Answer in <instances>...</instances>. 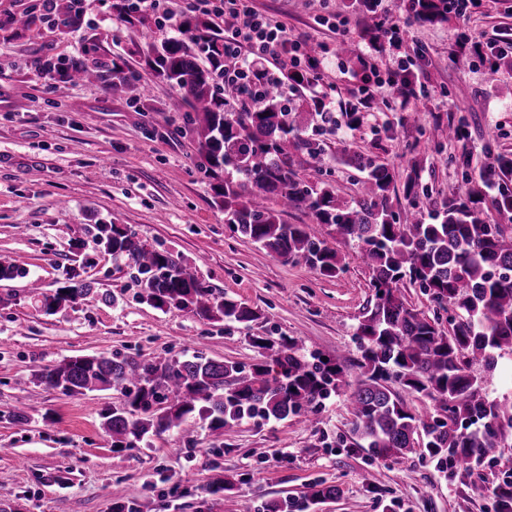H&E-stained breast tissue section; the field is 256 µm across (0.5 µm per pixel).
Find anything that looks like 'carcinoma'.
<instances>
[{
  "label": "carcinoma",
  "mask_w": 512,
  "mask_h": 512,
  "mask_svg": "<svg viewBox=\"0 0 512 512\" xmlns=\"http://www.w3.org/2000/svg\"><path fill=\"white\" fill-rule=\"evenodd\" d=\"M409 2L427 24L448 20V0ZM395 8L396 2L381 11L378 0H357L360 38L381 45ZM116 12L132 27L146 25L131 0H118ZM84 16V0H46L39 8L0 18V31L15 39L41 27L66 33L79 28ZM234 24L231 14L184 15L175 23L178 35L137 50L145 69L179 91L184 123L196 135L201 169L213 180L224 223L283 262H302L326 278L345 270L327 236L353 244L372 272L374 289V303L355 333L360 377L347 396L358 447L374 458L397 460L422 448L451 478L479 468L497 449L512 446V400H490L482 392L486 375L512 354V234L491 223L481 208L486 190L497 184L491 204L512 219V190L500 184L512 175V154H497L481 171L466 174L464 186L430 221L416 217L402 224L389 202L395 171L344 146L339 161L363 174L357 197L345 201L331 183L300 177L301 171H319L326 163L324 149L305 138L318 115L316 101L303 110L270 89L260 103L245 107L244 88L224 83V69L235 66V58L224 56V29ZM477 53L474 42L459 46L452 62L464 69ZM40 69L53 77L61 94L93 82L121 94L139 81L137 72L101 55L46 58ZM429 137L437 143L456 140L457 127L437 123ZM404 193L415 207L427 189L410 178ZM290 209L307 213L312 223H288L284 215ZM96 230L97 245L137 270L138 298L148 305L246 325L261 318L259 309L203 287L195 268L170 252L139 245L126 225L98 224ZM24 276L19 265L0 255V280ZM407 282L452 311L450 331L407 304L402 292ZM90 292L71 281L43 295L42 308L51 314ZM255 343L273 355L248 369L198 355L163 362L71 356L45 369L41 382L67 394L120 389L121 406L104 416L115 448H131L195 416L209 421L214 431L254 415L317 425L321 402L345 383L344 368L318 357L308 360L293 337H258ZM392 379L431 407L421 414L408 409L388 385ZM337 493L334 485L312 482L300 496H285L266 512H305ZM494 495L497 512H512V480L498 484Z\"/></svg>",
  "instance_id": "1"
}]
</instances>
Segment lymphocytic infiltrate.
Returning a JSON list of instances; mask_svg holds the SVG:
<instances>
[{
  "instance_id": "obj_1",
  "label": "lymphocytic infiltrate",
  "mask_w": 512,
  "mask_h": 512,
  "mask_svg": "<svg viewBox=\"0 0 512 512\" xmlns=\"http://www.w3.org/2000/svg\"><path fill=\"white\" fill-rule=\"evenodd\" d=\"M185 8L236 17V26L224 33V53L237 61L234 69L225 72V81L248 84L249 98L254 101L264 96L268 84L279 83L281 73H288L296 78L289 91L300 86L309 89L320 104L322 123H329L336 85L325 81L319 60L309 52L308 36L288 34L282 25L257 10L252 0H185ZM257 61L269 65L267 83L255 82L252 77Z\"/></svg>"
}]
</instances>
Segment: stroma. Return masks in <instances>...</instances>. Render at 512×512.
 <instances>
[{
    "mask_svg": "<svg viewBox=\"0 0 512 512\" xmlns=\"http://www.w3.org/2000/svg\"><path fill=\"white\" fill-rule=\"evenodd\" d=\"M253 4L316 46L336 41L324 19H346L356 49L349 70L363 58L387 63L397 55L359 39L354 0ZM111 5L85 0L83 26L64 34L41 28L21 41L0 38V254L27 272L0 281V409L26 413L20 423L0 420V512H114L119 501L149 504L151 512H263L318 480L339 492L311 512H496L491 489L512 476V450L454 478L417 452L398 461L369 458L353 444V416L341 392L323 401L314 427L255 416L220 433L193 418L135 447L116 448L103 415L120 405L118 391L69 396L39 382L45 368L81 355H200L248 367L270 358L254 346L257 336L297 337L305 355L346 365L349 384L360 374L354 333L372 295L371 273L351 244L332 240L345 270L325 279L234 233L213 202L170 85L145 74L133 96L100 83L75 85L65 98L50 89L38 66L43 57L96 53L134 68L136 45L175 33L170 26L129 28ZM394 18L405 25L408 42L425 50L412 71L430 97L406 106L396 88H377L383 110L364 113L352 130L344 110L354 98L338 83L335 128L307 132L327 161L320 174L302 178L330 181L342 198L356 197L361 172L336 159L346 145L395 168L390 203L400 219L413 217L404 184L419 178L428 189L420 204L427 218L463 185L462 154L475 165L491 152L512 154V56L497 58L495 86L485 81V61L462 71L451 60L462 28L483 42L512 34V0H483L470 18L453 15L436 26L419 22L404 5ZM439 122L465 123L466 146L433 143L428 131ZM110 222L193 265L205 286L258 308L261 319L245 326L140 302L135 269L95 242L96 225ZM68 267L90 295L43 313L28 281L54 293Z\"/></svg>",
    "mask_w": 512,
    "mask_h": 512,
    "instance_id": "1",
    "label": "stroma"
}]
</instances>
